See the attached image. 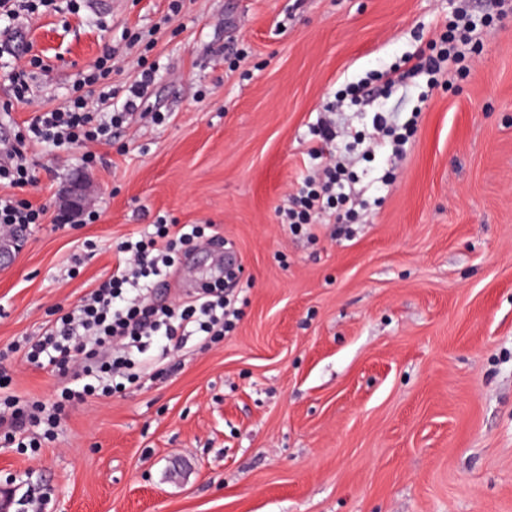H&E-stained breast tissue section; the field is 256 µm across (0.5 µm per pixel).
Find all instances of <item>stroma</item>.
<instances>
[{"label":"stroma","mask_w":512,"mask_h":512,"mask_svg":"<svg viewBox=\"0 0 512 512\" xmlns=\"http://www.w3.org/2000/svg\"><path fill=\"white\" fill-rule=\"evenodd\" d=\"M117 0L101 14L33 15L34 103L61 104L121 34L153 32L149 107L165 118L83 150L32 152L18 197L48 209L0 268V352L39 336L112 274L113 244L163 217L206 224L241 269V317L219 344L189 338L174 370L72 406L41 448L0 447L11 512H512V0ZM477 27L467 78L427 76L335 112L329 150L351 154L366 206L348 240L275 218L317 167L314 123L336 93L428 47L459 9ZM418 114L400 161L363 153L373 116ZM87 172L100 217L52 223ZM80 272L70 276V259ZM200 244L160 303L214 272ZM14 392L52 404L51 372L8 359Z\"/></svg>","instance_id":"stroma-1"}]
</instances>
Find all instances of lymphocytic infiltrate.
Returning a JSON list of instances; mask_svg holds the SVG:
<instances>
[{
	"instance_id": "1",
	"label": "lymphocytic infiltrate",
	"mask_w": 512,
	"mask_h": 512,
	"mask_svg": "<svg viewBox=\"0 0 512 512\" xmlns=\"http://www.w3.org/2000/svg\"><path fill=\"white\" fill-rule=\"evenodd\" d=\"M123 39L126 53L136 56L139 72L120 107L109 112L100 108L112 98L113 56L107 53L80 74L63 104L39 109L30 122L15 127L14 145L0 149V186L12 189L11 194L0 195V230L40 224L46 217L44 208L13 194L33 181L27 149L82 144L86 151L81 163L89 169L97 161L89 145L109 143L113 129L145 117L143 105L156 67L135 53L141 33L127 31ZM458 39L457 28H449L440 40L430 42L428 52L405 59L404 76L443 74L457 58ZM324 159L319 175L305 181L293 206L278 212L280 223H354L362 201L357 192L345 189L349 161L343 156ZM203 234L201 225L171 224L161 218L138 238L117 245L111 278L73 310L46 321L23 354L26 362L65 377L53 406L8 392V379L0 375V445L40 447L66 407L111 397L134 378L160 374L172 345L182 336L198 334L212 343L223 338L238 318L223 284L203 286L190 300L171 305H157L151 299L154 288L169 276L180 249Z\"/></svg>"
}]
</instances>
